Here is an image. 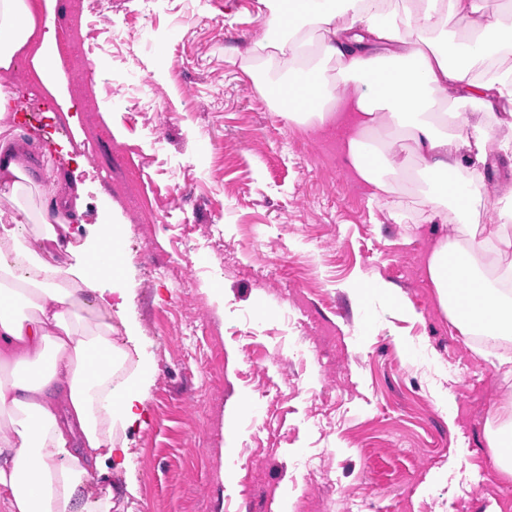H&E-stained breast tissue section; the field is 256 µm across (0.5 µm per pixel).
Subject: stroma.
Listing matches in <instances>:
<instances>
[{
	"label": "stroma",
	"instance_id": "35a3bbf8",
	"mask_svg": "<svg viewBox=\"0 0 512 512\" xmlns=\"http://www.w3.org/2000/svg\"><path fill=\"white\" fill-rule=\"evenodd\" d=\"M67 4L60 95L79 102L76 123L45 118L27 58L7 80L21 140L80 186L75 253L45 257L120 242L101 285L125 290L143 416L116 432L126 483L102 475L96 496L112 512H299L308 492L327 512H512L485 439L512 375L439 304L427 261L458 226L423 205L411 142L407 173L373 201L336 131L272 112L224 59L260 36L258 0ZM488 166L479 225L512 194V158ZM45 202L25 181L0 213L30 242Z\"/></svg>",
	"mask_w": 512,
	"mask_h": 512
}]
</instances>
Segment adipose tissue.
<instances>
[{
    "mask_svg": "<svg viewBox=\"0 0 512 512\" xmlns=\"http://www.w3.org/2000/svg\"><path fill=\"white\" fill-rule=\"evenodd\" d=\"M264 33L248 49L244 71L274 112L312 128L353 113L342 127L350 162L367 184L388 190L387 148L406 136L422 162L431 213L455 204L465 214L482 203L484 169L492 151L512 154V66L487 71L485 62L512 49V0L485 13L481 0H259ZM468 29L457 39L450 20ZM31 51L41 84L50 89L62 63L52 14L36 16L33 0H0V70ZM353 81L350 99L335 93L330 62ZM19 95L0 84V118L14 124L0 137V195L17 178L36 181L19 141ZM461 104L493 116L473 122ZM512 248L500 230L471 249L447 239L427 265L439 302L460 336L512 335ZM15 265L0 258V277L34 269L21 291L0 289V512H110V497H93V476L127 468L128 450L116 429L142 418L143 400L131 378L117 379L128 353L116 340L112 297L100 288L112 273V248L101 245L86 264L48 262L23 241ZM497 429L487 434L494 469L512 475V401L493 405Z\"/></svg>",
    "mask_w": 512,
    "mask_h": 512,
    "instance_id": "1",
    "label": "adipose tissue"
}]
</instances>
